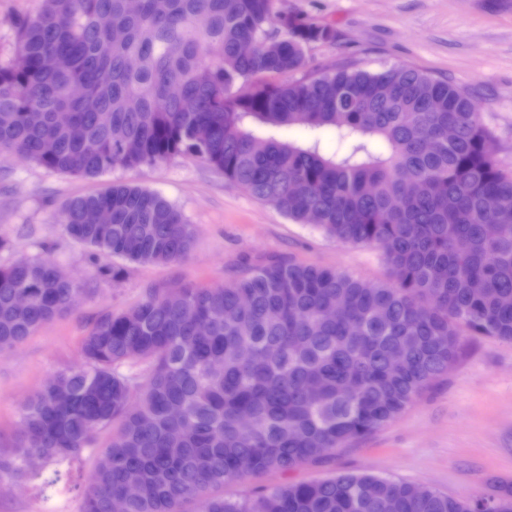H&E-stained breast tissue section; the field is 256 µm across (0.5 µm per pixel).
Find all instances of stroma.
Returning <instances> with one entry per match:
<instances>
[{
  "instance_id": "obj_1",
  "label": "stroma",
  "mask_w": 512,
  "mask_h": 512,
  "mask_svg": "<svg viewBox=\"0 0 512 512\" xmlns=\"http://www.w3.org/2000/svg\"><path fill=\"white\" fill-rule=\"evenodd\" d=\"M41 0H0V62L15 51L14 21ZM279 9L302 12L335 28L334 43L307 51V69L348 62L372 72L395 64L417 68L465 88L497 144L499 167L512 174V0H278ZM121 181L155 191L194 227L189 256L164 265L127 262L119 279L99 275L107 256L67 238L56 215L71 197ZM0 266L17 257L47 260L74 280L77 302L23 345L0 353V450L19 434L21 407L59 371L81 364L85 323L103 308L119 312L146 289L229 283L268 262L295 261L385 281L380 252L327 238L312 224L290 220L276 207L226 185L199 159L180 155L156 166L115 169L94 178L46 170L34 161L0 159ZM91 455L26 483L0 484V512H80ZM364 471L459 498L486 496L512 484V343L467 334L454 366L396 420L325 462L274 472L261 482L226 486L249 495L257 485L310 482Z\"/></svg>"
}]
</instances>
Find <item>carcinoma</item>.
Segmentation results:
<instances>
[{"instance_id": "1", "label": "carcinoma", "mask_w": 512, "mask_h": 512, "mask_svg": "<svg viewBox=\"0 0 512 512\" xmlns=\"http://www.w3.org/2000/svg\"><path fill=\"white\" fill-rule=\"evenodd\" d=\"M276 3L42 0L15 21V54L0 63V157L92 178L189 154L297 223L313 212L329 238L378 248L390 279L271 261L230 284L150 289L128 310L100 312L81 341L84 365L22 407L0 477L37 476L32 455L69 465L107 431L81 512H109L113 499L125 512L192 502L196 512H512V488L460 499L353 471L224 496L228 484L319 462L384 428L451 369L464 333L512 342V177L468 93L406 65L267 81L336 40ZM62 11L67 28L55 23ZM244 41L256 45L250 56ZM174 82L181 93L169 98ZM293 125L313 136L282 140ZM324 128L331 154L315 136ZM101 208L112 223H95ZM57 223L93 254L139 264L183 260L194 241L177 207L122 182L71 198ZM17 291L28 307L14 306ZM72 291L52 263L0 267V351L67 312ZM137 362L142 384L119 371ZM132 484L139 493L127 498Z\"/></svg>"}]
</instances>
